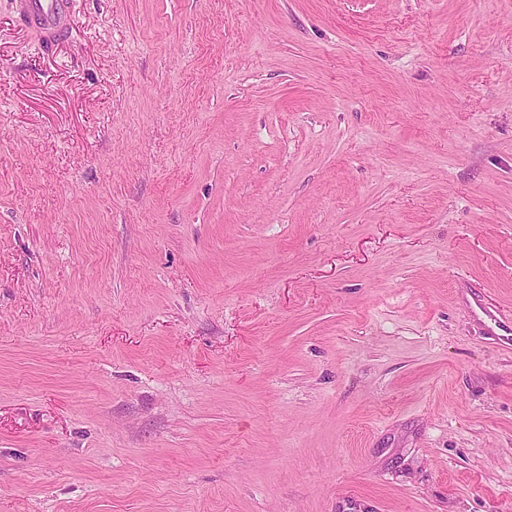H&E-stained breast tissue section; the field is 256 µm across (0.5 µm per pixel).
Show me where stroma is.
<instances>
[{"label":"stroma","instance_id":"35a3bbf8","mask_svg":"<svg viewBox=\"0 0 512 512\" xmlns=\"http://www.w3.org/2000/svg\"><path fill=\"white\" fill-rule=\"evenodd\" d=\"M0 0V512H512V0ZM70 8L71 0H24L20 16L37 30L42 48L49 50L65 35Z\"/></svg>","mask_w":512,"mask_h":512}]
</instances>
